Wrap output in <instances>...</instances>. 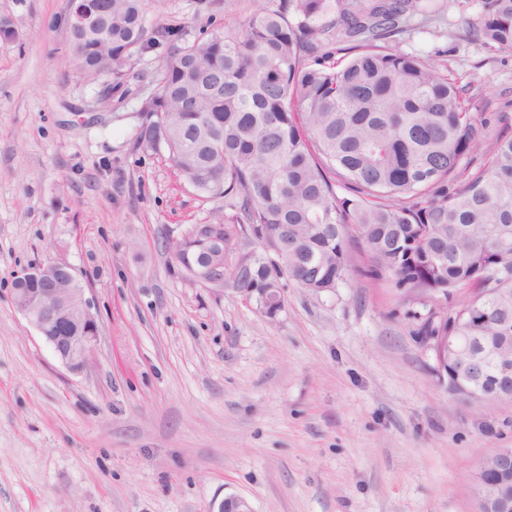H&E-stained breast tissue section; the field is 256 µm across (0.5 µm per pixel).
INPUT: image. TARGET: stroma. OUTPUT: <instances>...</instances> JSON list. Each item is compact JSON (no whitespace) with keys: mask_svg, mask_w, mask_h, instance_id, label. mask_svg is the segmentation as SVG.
<instances>
[{"mask_svg":"<svg viewBox=\"0 0 512 512\" xmlns=\"http://www.w3.org/2000/svg\"><path fill=\"white\" fill-rule=\"evenodd\" d=\"M279 0H146L147 24L234 27ZM483 0H432L393 48L447 69L512 136V58L473 33ZM67 0H0V512H473L474 474L512 446V400L458 404L417 334L430 302L349 277L283 281L267 319L166 249L232 200L199 195L136 139L163 47L121 86L65 63ZM70 264L100 335L65 368L17 310L22 269Z\"/></svg>","mask_w":512,"mask_h":512,"instance_id":"obj_1","label":"stroma"}]
</instances>
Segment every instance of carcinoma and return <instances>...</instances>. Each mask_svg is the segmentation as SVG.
I'll list each match as a JSON object with an SVG mask.
<instances>
[{
  "label": "carcinoma",
  "instance_id": "1",
  "mask_svg": "<svg viewBox=\"0 0 512 512\" xmlns=\"http://www.w3.org/2000/svg\"><path fill=\"white\" fill-rule=\"evenodd\" d=\"M425 2L282 0L187 41L182 23L146 29L144 0H111L77 34L83 49L71 60L118 85L134 49L168 47L137 141L165 150L203 196L242 199V220L212 214L221 242L248 224L278 243L277 261L235 287L278 288L285 277L323 293L356 273L417 299L477 289L454 318L426 319L421 335L452 324L484 358L478 404L494 398L498 350L512 352L495 339L499 317H512V136L486 146V123L456 79L388 46ZM478 32L490 52L512 57V0H484ZM479 152L475 167L459 168ZM353 225L366 256L356 269ZM220 250L193 237L174 260L184 272Z\"/></svg>",
  "mask_w": 512,
  "mask_h": 512
}]
</instances>
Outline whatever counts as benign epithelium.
Returning a JSON list of instances; mask_svg holds the SVG:
<instances>
[{
    "instance_id": "7a95c632",
    "label": "benign epithelium",
    "mask_w": 512,
    "mask_h": 512,
    "mask_svg": "<svg viewBox=\"0 0 512 512\" xmlns=\"http://www.w3.org/2000/svg\"><path fill=\"white\" fill-rule=\"evenodd\" d=\"M82 0H69V29L88 24L91 14L81 9ZM16 279L26 284L36 282L38 288H18L13 291L15 306L38 334L52 348L55 356L68 369H84L98 340L99 329L85 300V288L74 269L61 262L23 270ZM192 281L204 286H224V266L208 260L194 271ZM244 300L253 302L266 316L273 317L284 307L283 289L248 288ZM457 337L434 336L424 342L434 357L440 382L457 378L469 371L475 378L483 374L481 361L456 345ZM512 471V448H496L479 464L481 475ZM211 512H254L251 502L240 495L224 497ZM476 512H512V485L499 483L478 494Z\"/></svg>"
}]
</instances>
